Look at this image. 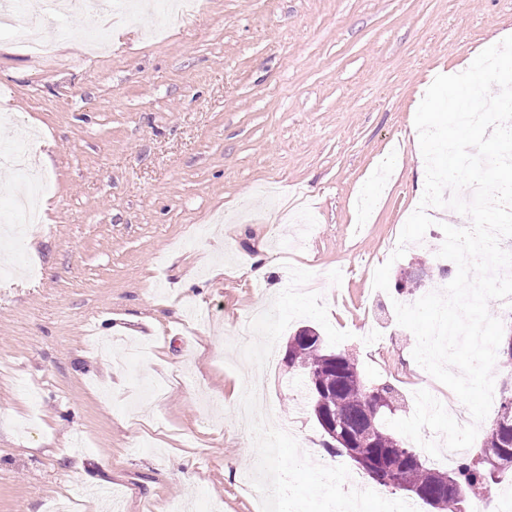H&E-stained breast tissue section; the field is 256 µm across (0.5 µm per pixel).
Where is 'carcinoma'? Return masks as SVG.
<instances>
[{
	"label": "carcinoma",
	"mask_w": 512,
	"mask_h": 512,
	"mask_svg": "<svg viewBox=\"0 0 512 512\" xmlns=\"http://www.w3.org/2000/svg\"><path fill=\"white\" fill-rule=\"evenodd\" d=\"M288 350V369L302 373L312 387L322 390V406L342 420L351 432L365 438L364 452L380 457L385 452L403 449L400 483H405L436 496L431 507L440 512H456L465 501L484 498L495 474L512 472V356L499 347L494 370L508 377V388L501 389L500 402L480 453L492 458L461 457L455 468L442 472L432 468L417 452L404 445L387 427L386 408H370L367 388L349 381L357 371L355 360L346 353L327 350L322 343H308L296 333Z\"/></svg>",
	"instance_id": "carcinoma-1"
}]
</instances>
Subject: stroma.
Returning <instances> with one entry per match:
<instances>
[{
  "label": "stroma",
  "mask_w": 512,
  "mask_h": 512,
  "mask_svg": "<svg viewBox=\"0 0 512 512\" xmlns=\"http://www.w3.org/2000/svg\"><path fill=\"white\" fill-rule=\"evenodd\" d=\"M165 10L110 27L95 55L84 11L39 55L0 29V143L31 132L48 203L27 236L0 231V512H108L101 488L117 512H258L269 438L307 512L341 483L362 495L292 390L283 357L305 326L364 384L395 387V418L414 389L447 393L393 308L431 249L388 255L425 189L416 110L437 75L512 35V0H200L175 23ZM258 258L263 282L241 274ZM386 262L391 287L370 295ZM262 307L282 328L230 342Z\"/></svg>",
  "instance_id": "stroma-1"
}]
</instances>
